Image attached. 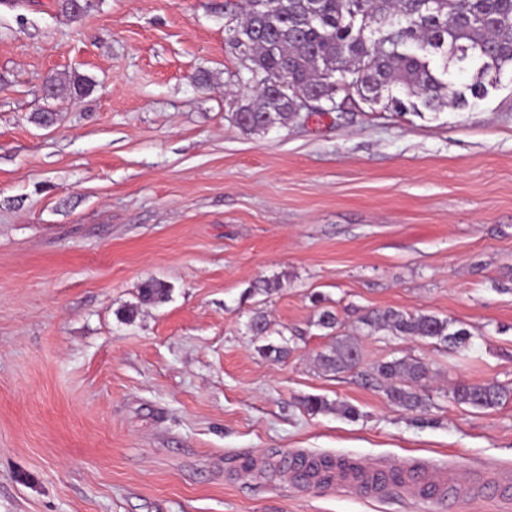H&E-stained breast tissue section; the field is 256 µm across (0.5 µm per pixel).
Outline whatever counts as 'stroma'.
Returning a JSON list of instances; mask_svg holds the SVG:
<instances>
[{
  "label": "stroma",
  "mask_w": 512,
  "mask_h": 512,
  "mask_svg": "<svg viewBox=\"0 0 512 512\" xmlns=\"http://www.w3.org/2000/svg\"><path fill=\"white\" fill-rule=\"evenodd\" d=\"M60 2L0 4V512H437L299 490L273 464L512 466V402L446 396L512 387V70L467 110L360 100L249 133L232 114L256 89L227 41L241 0ZM71 72L89 95L44 94ZM150 278L170 295L143 306ZM315 294L359 342L357 372L317 368L333 335ZM370 309L471 336L453 352L369 336ZM404 355L435 369L425 424L369 378ZM307 395L360 416L309 413ZM448 399L457 406L476 410L495 409L512 400V389L499 383H457L448 391Z\"/></svg>",
  "instance_id": "1"
}]
</instances>
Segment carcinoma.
Wrapping results in <instances>:
<instances>
[{"mask_svg":"<svg viewBox=\"0 0 512 512\" xmlns=\"http://www.w3.org/2000/svg\"><path fill=\"white\" fill-rule=\"evenodd\" d=\"M230 46L240 51L255 82L256 94L239 105L234 123L242 130L264 132L286 127L293 111V92L304 88L321 101L336 100L344 90L363 101L387 98L396 112L465 109L497 86L512 68V0H247L246 18L230 30ZM473 70L469 83L454 89L450 66ZM282 72L288 89L268 92L264 86ZM50 92L62 88L88 94L92 83L74 73L47 82ZM169 286L148 279L138 289L140 303L155 305L169 297ZM369 334L434 339L444 349L466 344L470 332L435 314L409 315L393 309L369 310L358 317ZM325 373L355 371L361 362L358 344L336 336L315 356ZM432 364L417 357H394L373 367L371 380L386 397L411 413H422L430 401ZM457 406L495 409L512 401V389L499 383H457L448 391ZM302 407L314 414L334 409L349 419L359 412L347 404L331 406L308 395Z\"/></svg>","mask_w":512,"mask_h":512,"instance_id":"cac0c4a2","label":"carcinoma"}]
</instances>
